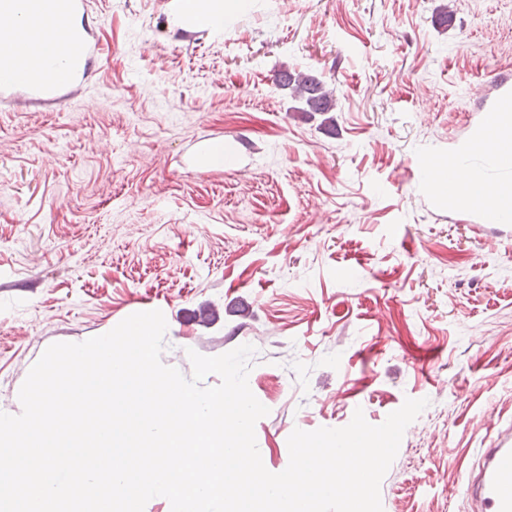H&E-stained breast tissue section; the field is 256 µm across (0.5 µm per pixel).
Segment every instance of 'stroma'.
Segmentation results:
<instances>
[{
    "label": "stroma",
    "instance_id": "35a3bbf8",
    "mask_svg": "<svg viewBox=\"0 0 512 512\" xmlns=\"http://www.w3.org/2000/svg\"><path fill=\"white\" fill-rule=\"evenodd\" d=\"M199 6L84 0L81 89H0V406L51 344L158 309L184 376L189 351L254 346L268 471L294 429L426 398L383 512H468L461 473L512 431V223L450 204L427 162L512 96V0ZM287 73L331 111H300ZM284 77L285 81H288V86L292 81L295 82L291 86L294 97L302 100L306 106L302 109L303 112H327L329 110L333 101L332 92L325 89L322 81L302 75L292 78L290 73Z\"/></svg>",
    "mask_w": 512,
    "mask_h": 512
}]
</instances>
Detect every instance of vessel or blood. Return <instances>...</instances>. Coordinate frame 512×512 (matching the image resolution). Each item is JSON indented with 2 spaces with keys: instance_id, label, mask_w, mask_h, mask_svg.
<instances>
[{
  "instance_id": "vessel-or-blood-1",
  "label": "vessel or blood",
  "mask_w": 512,
  "mask_h": 512,
  "mask_svg": "<svg viewBox=\"0 0 512 512\" xmlns=\"http://www.w3.org/2000/svg\"><path fill=\"white\" fill-rule=\"evenodd\" d=\"M81 0H0V15L16 23H35L47 16L71 14L79 9ZM46 38L54 40L58 49L57 79L60 87H71L83 78L93 53L84 34L70 27H47ZM458 489L467 498L471 512H512V434L498 436L496 442L482 449L476 463L458 482Z\"/></svg>"
}]
</instances>
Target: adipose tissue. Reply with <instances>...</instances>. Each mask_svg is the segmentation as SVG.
<instances>
[{
  "label": "adipose tissue",
  "instance_id": "obj_1",
  "mask_svg": "<svg viewBox=\"0 0 512 512\" xmlns=\"http://www.w3.org/2000/svg\"><path fill=\"white\" fill-rule=\"evenodd\" d=\"M491 155L498 165L512 171V101L489 113L480 136L468 153ZM467 155H455L441 162L434 188L449 201L480 209L491 220L512 222V179L495 185L472 167Z\"/></svg>",
  "mask_w": 512,
  "mask_h": 512
}]
</instances>
